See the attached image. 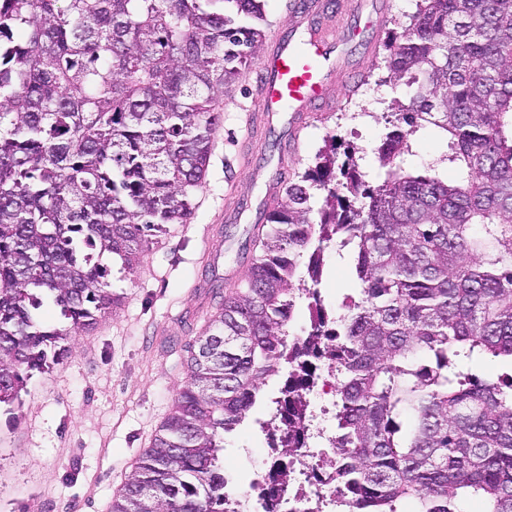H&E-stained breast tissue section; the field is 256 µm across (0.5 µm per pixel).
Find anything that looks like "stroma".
I'll return each mask as SVG.
<instances>
[{"mask_svg":"<svg viewBox=\"0 0 512 512\" xmlns=\"http://www.w3.org/2000/svg\"><path fill=\"white\" fill-rule=\"evenodd\" d=\"M390 2L369 16L379 30L375 41L356 38L329 73L331 109L311 113L300 132H292L288 113L269 122L241 111L255 92L259 61L225 92L216 146L188 223L160 236L134 273L113 270L109 282L120 304L93 330L70 336L64 359L34 374L18 404L0 406V512H109L186 380L190 344L225 294L246 285L255 214L269 198L270 179L308 171L331 137L338 159L356 154L377 176V148L390 129L386 115L393 99L406 96L380 67L377 46L398 32L417 0ZM354 76L358 92L348 100L344 87ZM353 288L346 262L327 254L325 304L340 306ZM267 417L266 408H255L225 436L224 465L238 489L277 464L273 441L259 426Z\"/></svg>","mask_w":512,"mask_h":512,"instance_id":"1","label":"stroma"}]
</instances>
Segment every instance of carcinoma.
I'll use <instances>...</instances> for the list:
<instances>
[{
	"mask_svg": "<svg viewBox=\"0 0 512 512\" xmlns=\"http://www.w3.org/2000/svg\"><path fill=\"white\" fill-rule=\"evenodd\" d=\"M261 0H0V404L119 296L104 254L133 272L205 182L217 98L257 56ZM384 46L397 125L378 184L336 152L265 205L247 288L194 339L187 380L110 512H224V433L284 377L262 430L302 447L316 379L336 365L337 485L350 512H512V0H417ZM433 127L446 152L408 163ZM456 177L448 179L445 170ZM357 296L323 303L325 253ZM69 320L47 329L44 299ZM310 330L289 341L296 303ZM290 471L269 476L280 512Z\"/></svg>",
	"mask_w": 512,
	"mask_h": 512,
	"instance_id": "cac0c4a2",
	"label": "carcinoma"
}]
</instances>
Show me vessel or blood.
<instances>
[{
  "mask_svg": "<svg viewBox=\"0 0 512 512\" xmlns=\"http://www.w3.org/2000/svg\"><path fill=\"white\" fill-rule=\"evenodd\" d=\"M290 12L304 35L276 40L263 62L251 109L266 117L290 113L299 127L322 102L325 68L349 27L329 18L322 0H292Z\"/></svg>",
  "mask_w": 512,
  "mask_h": 512,
  "instance_id": "obj_1",
  "label": "vessel or blood"
}]
</instances>
